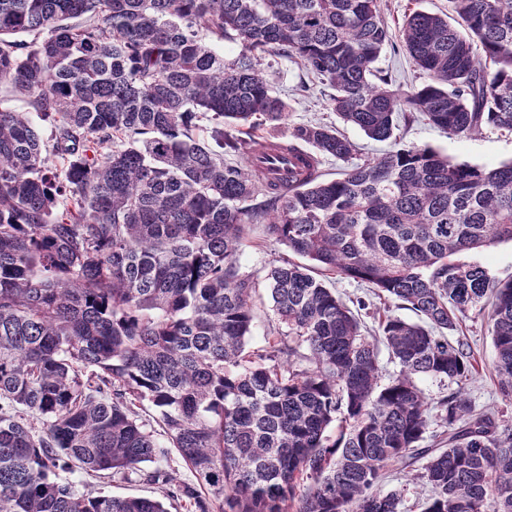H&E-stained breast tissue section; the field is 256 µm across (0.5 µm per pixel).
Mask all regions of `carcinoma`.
<instances>
[{
    "mask_svg": "<svg viewBox=\"0 0 512 512\" xmlns=\"http://www.w3.org/2000/svg\"><path fill=\"white\" fill-rule=\"evenodd\" d=\"M451 9L405 19L425 80L404 90L376 68L380 0H0V83L51 130L0 103V512H402L405 490L379 485L420 454L424 512H512V423L474 408L448 339L487 314L512 401V279L454 259L512 242V163L403 146L327 179L322 160L361 148L323 122L292 127L289 148L310 147L292 177L256 161V131L288 118L271 54L372 140L419 118L512 132V0ZM261 222L308 263L267 269L278 326L250 351L262 297L240 255ZM338 276L418 321L388 309L365 336ZM380 343L400 366L385 385ZM425 378L459 388L435 400ZM432 412L448 447L422 450ZM173 453L195 484L144 469ZM58 469L139 474L163 498L85 493Z\"/></svg>",
    "mask_w": 512,
    "mask_h": 512,
    "instance_id": "1",
    "label": "carcinoma"
}]
</instances>
